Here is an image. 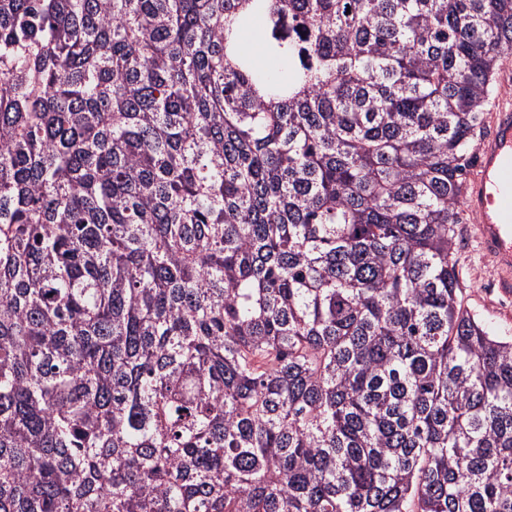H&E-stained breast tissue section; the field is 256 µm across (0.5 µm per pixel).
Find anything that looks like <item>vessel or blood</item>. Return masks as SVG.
Listing matches in <instances>:
<instances>
[{
    "instance_id": "1",
    "label": "vessel or blood",
    "mask_w": 512,
    "mask_h": 512,
    "mask_svg": "<svg viewBox=\"0 0 512 512\" xmlns=\"http://www.w3.org/2000/svg\"><path fill=\"white\" fill-rule=\"evenodd\" d=\"M478 156L463 205L476 220V240L493 261L500 288L508 291L512 289V101L496 103L491 131Z\"/></svg>"
}]
</instances>
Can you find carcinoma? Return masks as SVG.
<instances>
[{
	"label": "carcinoma",
	"mask_w": 512,
	"mask_h": 512,
	"mask_svg": "<svg viewBox=\"0 0 512 512\" xmlns=\"http://www.w3.org/2000/svg\"><path fill=\"white\" fill-rule=\"evenodd\" d=\"M510 50L512 0H0V512H512L453 259Z\"/></svg>",
	"instance_id": "carcinoma-1"
}]
</instances>
